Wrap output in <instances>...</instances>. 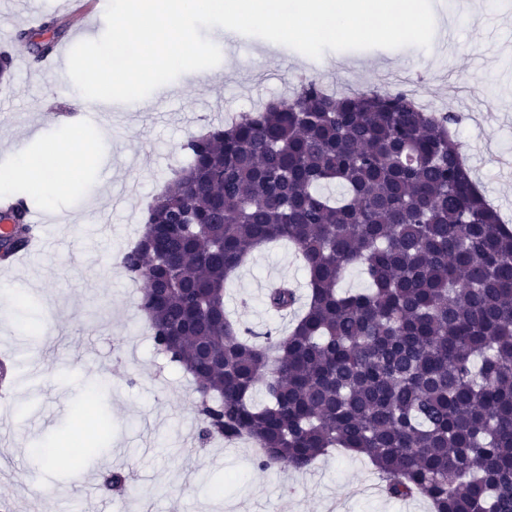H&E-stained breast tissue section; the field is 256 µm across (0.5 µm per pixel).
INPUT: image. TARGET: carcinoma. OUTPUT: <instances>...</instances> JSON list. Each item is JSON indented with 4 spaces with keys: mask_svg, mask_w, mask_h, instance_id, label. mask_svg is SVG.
<instances>
[{
    "mask_svg": "<svg viewBox=\"0 0 512 512\" xmlns=\"http://www.w3.org/2000/svg\"><path fill=\"white\" fill-rule=\"evenodd\" d=\"M63 35L50 18L17 38L40 63ZM451 122L407 90L335 95L302 79L293 100L188 142L120 264L147 283L154 346L209 391L203 439L248 441L259 468L298 473L341 448L369 460L390 499L512 512V228ZM29 212L21 199L0 213L10 256L28 245ZM277 241L307 275L303 302L285 281L264 295L293 316L282 336L224 303L228 277ZM354 269L367 287L341 290Z\"/></svg>",
    "mask_w": 512,
    "mask_h": 512,
    "instance_id": "obj_1",
    "label": "carcinoma"
}]
</instances>
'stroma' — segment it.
Returning <instances> with one entry per match:
<instances>
[{"mask_svg":"<svg viewBox=\"0 0 512 512\" xmlns=\"http://www.w3.org/2000/svg\"><path fill=\"white\" fill-rule=\"evenodd\" d=\"M84 3V13L73 15L60 0H27L23 8L0 0V51L14 61L11 83L0 85V168L24 139L35 149L78 141L95 150L88 169L58 171L62 189L52 207L31 196L45 248L0 263V303L9 304L11 285L21 284L34 304L0 316V358L17 363L12 400L0 405V481L19 512H432L422 498L387 499L363 457L335 450L304 473L263 470L248 444L201 440L193 385L156 353L139 309L145 284L125 273L119 257L138 239L153 197L188 164L187 141L228 111L250 109L259 94L283 98L305 77L393 93L414 63L426 75L419 98L457 116L474 180L501 214H512V20L493 13L466 26L452 6L438 7L430 48L329 50L312 62L215 27L206 35L221 45L222 60L210 78L182 74L170 82L169 99L144 111L61 121L58 113L73 108V83L34 63L17 33L55 16L66 26L58 47L71 51L105 31L98 0ZM284 279L305 286L294 247L262 248L228 281L227 305L255 332H287L288 319L263 305L267 283ZM85 406L110 425L103 448L78 467L29 452L75 425ZM108 470L132 473L133 481L104 492Z\"/></svg>","mask_w":512,"mask_h":512,"instance_id":"obj_1","label":"stroma"}]
</instances>
